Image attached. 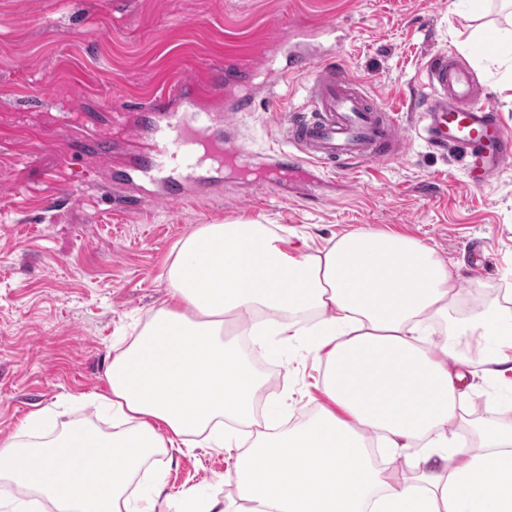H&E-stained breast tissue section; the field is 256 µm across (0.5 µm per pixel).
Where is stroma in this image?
<instances>
[{"label":"stroma","instance_id":"35a3bbf8","mask_svg":"<svg viewBox=\"0 0 512 512\" xmlns=\"http://www.w3.org/2000/svg\"><path fill=\"white\" fill-rule=\"evenodd\" d=\"M335 26L333 60L400 119L401 155L310 181L269 179L266 158L282 144L309 81L290 75L253 86L262 102L233 118L252 151L249 179L232 170L206 196L142 201L149 190L123 173L152 144L139 133L150 101L188 81L214 85L205 106L224 117L239 83L226 69L261 67L300 28ZM507 20L499 0H0V439L50 409L57 429L87 420L111 431L94 397L106 393L112 344L168 298L173 247L203 224L258 221L321 246L366 229L423 242L453 269L462 311L512 289V168L471 186L453 152L421 137L415 99L424 66L452 53L512 128V60L474 52L470 35L494 46ZM91 169L94 184L58 180L64 156ZM265 391L291 393L281 422L308 420L323 400L321 373L297 344L251 355ZM498 385L476 380L469 421L512 422ZM230 448H172L150 460L164 493L192 489L224 498Z\"/></svg>","mask_w":512,"mask_h":512}]
</instances>
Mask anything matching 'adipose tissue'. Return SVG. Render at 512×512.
<instances>
[{
  "label": "adipose tissue",
  "instance_id": "adipose-tissue-1",
  "mask_svg": "<svg viewBox=\"0 0 512 512\" xmlns=\"http://www.w3.org/2000/svg\"><path fill=\"white\" fill-rule=\"evenodd\" d=\"M170 301L115 343L103 433L85 422L50 434L46 414L0 441V498L31 493L55 512H153L131 487L171 448H236L238 499L187 490L166 512H512V423L482 422L459 446L449 426L473 377L512 372V290L455 314L457 279L435 250L360 229L320 248L258 222L204 224L176 245ZM311 325L300 326L302 317ZM252 349L303 339L326 397L307 424L259 416ZM405 458L378 465L370 437Z\"/></svg>",
  "mask_w": 512,
  "mask_h": 512
}]
</instances>
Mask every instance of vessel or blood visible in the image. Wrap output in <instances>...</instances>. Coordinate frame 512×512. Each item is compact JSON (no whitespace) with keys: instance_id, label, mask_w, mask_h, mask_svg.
<instances>
[{"instance_id":"obj_1","label":"vessel or blood","mask_w":512,"mask_h":512,"mask_svg":"<svg viewBox=\"0 0 512 512\" xmlns=\"http://www.w3.org/2000/svg\"><path fill=\"white\" fill-rule=\"evenodd\" d=\"M270 73H306L311 78L306 109L292 114L286 139L290 153H277L279 167L315 163L337 169L357 163L388 160L403 148L395 112L353 80L340 76L324 56L309 52L303 43L289 46L282 57L267 63ZM429 88L421 101L425 140L437 147L454 146L461 153L470 183L487 184L512 165V131L499 111L476 89L465 64L451 54L431 58L425 68ZM155 118L149 124L152 151L134 159V175L149 179L152 198L179 201L192 188L214 177L227 150L237 147L230 125H219L213 113L192 100L175 104L164 90L152 101Z\"/></svg>"}]
</instances>
